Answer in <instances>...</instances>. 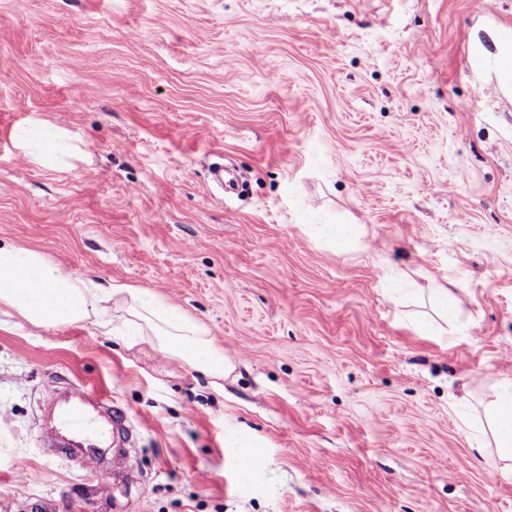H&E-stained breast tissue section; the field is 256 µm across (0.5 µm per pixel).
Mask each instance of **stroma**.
I'll return each mask as SVG.
<instances>
[{"label":"stroma","instance_id":"obj_1","mask_svg":"<svg viewBox=\"0 0 512 512\" xmlns=\"http://www.w3.org/2000/svg\"><path fill=\"white\" fill-rule=\"evenodd\" d=\"M487 2L0 0V242L149 289L232 365L0 304V512H512L473 452L512 380V95L466 65L512 20ZM23 128L83 154L37 162ZM222 154L245 197L213 198ZM62 381L134 426L107 486L40 444Z\"/></svg>","mask_w":512,"mask_h":512}]
</instances>
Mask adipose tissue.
<instances>
[{"instance_id": "ef3b65f1", "label": "adipose tissue", "mask_w": 512, "mask_h": 512, "mask_svg": "<svg viewBox=\"0 0 512 512\" xmlns=\"http://www.w3.org/2000/svg\"><path fill=\"white\" fill-rule=\"evenodd\" d=\"M16 309L30 322L59 327L90 318H104L109 310L136 335L165 355L178 359L212 378L224 375L225 357L201 324L153 298L147 289L125 283L107 285L65 271L41 253L0 244V304ZM504 399L486 409L487 423L504 463L512 474V381Z\"/></svg>"}]
</instances>
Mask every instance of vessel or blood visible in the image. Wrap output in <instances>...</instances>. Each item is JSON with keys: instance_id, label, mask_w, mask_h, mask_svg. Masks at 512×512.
<instances>
[{"instance_id": "vessel-or-blood-1", "label": "vessel or blood", "mask_w": 512, "mask_h": 512, "mask_svg": "<svg viewBox=\"0 0 512 512\" xmlns=\"http://www.w3.org/2000/svg\"><path fill=\"white\" fill-rule=\"evenodd\" d=\"M497 38L503 53L494 64L496 81L491 90L501 94L512 90V24L502 23ZM41 427L49 447L80 458L100 485L108 484L111 478L101 459L110 449L134 443L128 416L109 393L73 383L43 410Z\"/></svg>"}]
</instances>
